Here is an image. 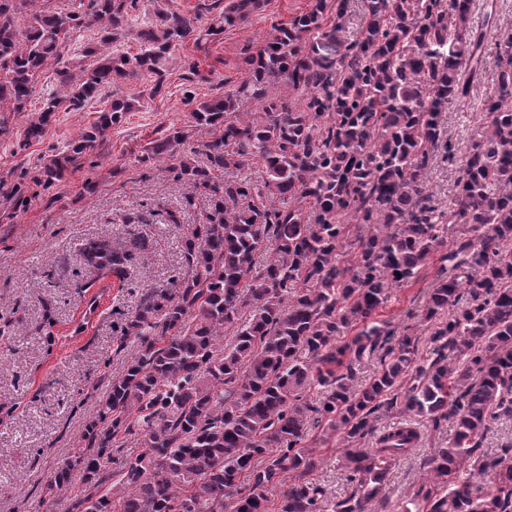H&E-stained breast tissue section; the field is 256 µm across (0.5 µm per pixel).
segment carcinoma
I'll list each match as a JSON object with an SVG mask.
<instances>
[{"label":"carcinoma","instance_id":"1","mask_svg":"<svg viewBox=\"0 0 512 512\" xmlns=\"http://www.w3.org/2000/svg\"><path fill=\"white\" fill-rule=\"evenodd\" d=\"M264 5L228 0L207 34L247 24ZM473 6L362 0L359 36L344 42L348 0H314L271 26L249 54V78L224 97L197 102L186 92L191 123L206 133V164L188 157L187 131L174 123L138 160L174 158L183 206L205 194L209 210L183 240L182 272L121 314L117 347L132 337L137 352L109 380L97 420L45 495L77 477L70 512H367L373 501L386 504L390 467L421 441L410 423L376 433L395 411L428 430L454 425L401 512H512V450L483 449L493 425L512 418V260L501 253L512 241L511 35L466 153L440 145L442 112L483 79ZM215 8L201 3L186 15L157 4L140 15L139 0H74L67 10L0 0V139L13 137L10 117L27 111L49 66L58 90L29 119L21 149L57 112L84 109L105 86L144 72L162 86L176 47L198 40L200 15ZM88 25L98 27L97 43L65 58ZM129 36L137 53L110 50ZM136 103L112 100L79 137L50 148L30 183L47 190L64 181ZM437 159L460 171L446 206L424 184ZM253 163L261 179L237 176ZM25 178L6 192L16 208L30 200ZM161 215L179 223L176 210L128 212L125 244L83 240L89 273L126 279L151 247L139 226ZM447 246L424 306L421 357L417 334L395 337L378 311ZM346 330L354 335L337 344ZM375 356L379 369L354 388L355 365ZM313 386L322 393L315 405L304 400ZM312 415L344 444L351 492L335 503L307 478L318 463L306 433ZM371 436L372 447H361ZM131 437L143 451L124 455Z\"/></svg>","mask_w":512,"mask_h":512}]
</instances>
